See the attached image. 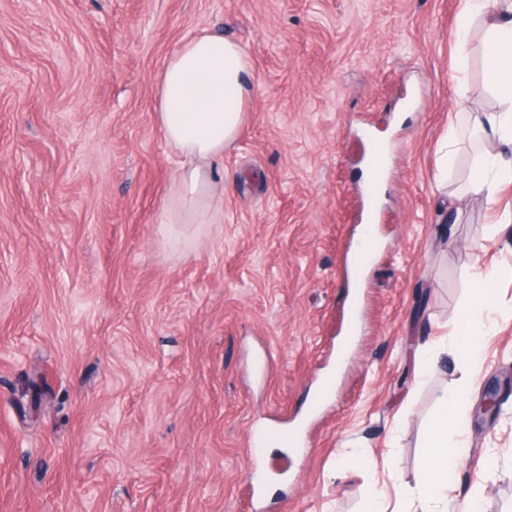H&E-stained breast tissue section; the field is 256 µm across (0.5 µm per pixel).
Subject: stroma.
Instances as JSON below:
<instances>
[{"label": "stroma", "instance_id": "35a3bbf8", "mask_svg": "<svg viewBox=\"0 0 512 512\" xmlns=\"http://www.w3.org/2000/svg\"><path fill=\"white\" fill-rule=\"evenodd\" d=\"M460 10L0 0V512H362L377 488L407 512L436 399L464 383L469 450L447 508L473 494L512 512V236L495 224L512 187L473 190L465 150L448 182L437 167L461 99L497 106L480 33L454 73ZM204 27L244 47L255 89L224 154L223 223L160 224L176 163L158 74ZM375 136L379 248L340 369ZM485 271L497 327L470 364L445 348ZM358 448L376 470L347 463Z\"/></svg>", "mask_w": 512, "mask_h": 512}]
</instances>
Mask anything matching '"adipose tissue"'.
Listing matches in <instances>:
<instances>
[{"mask_svg": "<svg viewBox=\"0 0 512 512\" xmlns=\"http://www.w3.org/2000/svg\"><path fill=\"white\" fill-rule=\"evenodd\" d=\"M480 29L484 77L498 95L499 109L451 124L443 157L452 165L469 127L482 137L471 164L474 189L496 194L512 184V0H463L454 68L463 72L469 60L473 29ZM254 73L247 52L219 31L188 33L167 56L158 78L155 119L167 149L179 159L168 200L157 215L160 224H220L224 206L218 192V167L237 140ZM497 276L477 274L467 308L449 336L455 355L473 362L478 344L489 335L486 318L496 293ZM471 388L464 385L437 399L438 412L427 432L423 479L417 489L421 512H437L456 474V459L467 421Z\"/></svg>", "mask_w": 512, "mask_h": 512, "instance_id": "1", "label": "adipose tissue"}]
</instances>
